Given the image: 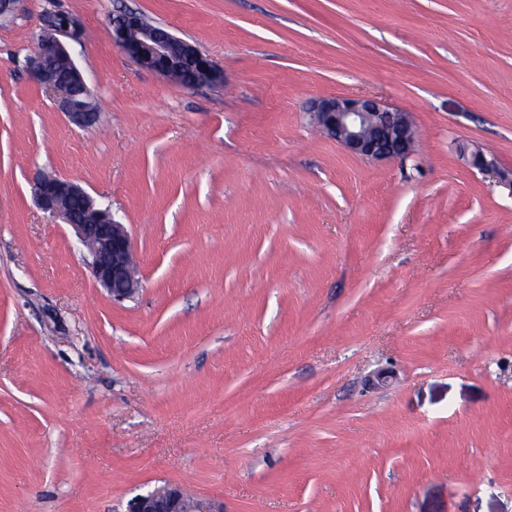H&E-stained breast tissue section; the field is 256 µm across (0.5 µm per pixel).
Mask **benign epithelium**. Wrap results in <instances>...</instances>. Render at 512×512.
<instances>
[{
	"label": "benign epithelium",
	"instance_id": "7a95c632",
	"mask_svg": "<svg viewBox=\"0 0 512 512\" xmlns=\"http://www.w3.org/2000/svg\"><path fill=\"white\" fill-rule=\"evenodd\" d=\"M44 35L28 59L32 76L51 94L58 109L79 127L94 124L97 113L93 95L77 66L60 74L54 71L59 59L72 60L65 39L81 33L73 16L64 23L49 13L43 19ZM115 45L138 65L159 72L181 86L224 81V72L195 45L168 29L149 26L136 13L112 20ZM314 116L324 133L347 153L364 160H396L399 146L413 148L416 131L405 112H391L377 99L366 95L326 97L314 107ZM471 166L492 173L512 195V175L499 170L494 160L478 147L470 152ZM39 207L69 225L91 257L92 274L117 302L133 298L140 290L132 241L125 225L111 212L99 207L76 183L61 177H44L35 183ZM67 197L84 200L82 220H76L62 201ZM127 512H224L167 483L136 496Z\"/></svg>",
	"mask_w": 512,
	"mask_h": 512
}]
</instances>
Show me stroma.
<instances>
[{
    "label": "stroma",
    "instance_id": "stroma-1",
    "mask_svg": "<svg viewBox=\"0 0 512 512\" xmlns=\"http://www.w3.org/2000/svg\"><path fill=\"white\" fill-rule=\"evenodd\" d=\"M211 57L185 88L112 41L124 11ZM104 112L28 59L42 17ZM408 113L406 161L310 121ZM512 0H15L0 20V512H126L176 483L224 512H512ZM136 252L113 302L41 175ZM394 373L379 388L377 370ZM81 28L79 20L71 15L65 23H59L55 14H47L43 19L45 34L29 57L28 67L32 76L51 94L58 109L73 124L85 128L94 124L97 112H94L93 95L79 68L71 65L64 74L54 71V63L58 59L73 61L66 42L60 37L75 38L81 33ZM324 133L347 153L381 162L404 157L412 150L416 131L405 112H390L376 98L366 95L326 97L314 107ZM410 150L397 155L395 149ZM471 166L481 172L492 173L498 178V183L512 193V176L508 172L500 171L493 159L487 157L482 149L474 147L470 152Z\"/></svg>",
    "mask_w": 512,
    "mask_h": 512
}]
</instances>
